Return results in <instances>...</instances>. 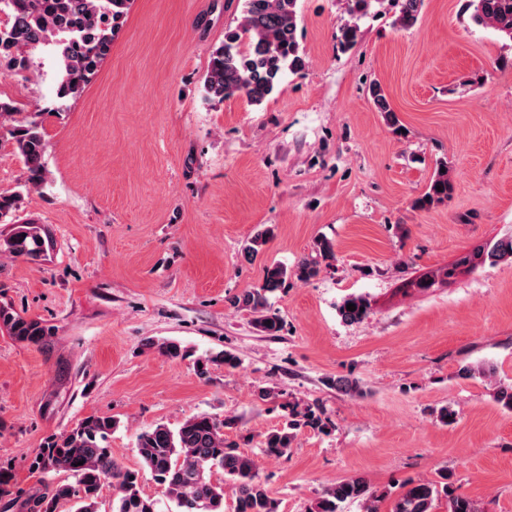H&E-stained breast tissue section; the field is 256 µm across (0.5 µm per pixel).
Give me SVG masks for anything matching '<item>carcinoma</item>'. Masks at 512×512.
Here are the masks:
<instances>
[{"mask_svg":"<svg viewBox=\"0 0 512 512\" xmlns=\"http://www.w3.org/2000/svg\"><path fill=\"white\" fill-rule=\"evenodd\" d=\"M132 0H0V14L7 23L0 28V63L20 72L34 68L32 54L47 49L55 64L54 95L58 107L77 99L85 86L97 75L112 51V42L123 26ZM424 0H392L396 6L393 25L399 29L414 26ZM297 0H244L238 26L224 35L215 47L203 81L206 100L222 103L244 96L253 104L262 103L279 86L287 71L304 67L305 61L296 38ZM347 13L358 18L384 0H346ZM470 19L477 25L493 29L501 38L512 42V0H467ZM373 103L384 113L387 123L398 124L380 84L371 87ZM18 106L0 99V146L8 145L21 157L25 169V190L42 185L47 178L45 155L48 142L41 113L33 112L23 120L15 118ZM453 184L449 173L436 171L427 191L414 202L418 208L439 204L448 198ZM21 191L0 193V218L19 210ZM6 250L15 258L35 260L52 246L49 233L39 224L25 222L14 226L5 241ZM494 264L512 259V239L500 240L483 248ZM320 260L304 259L292 275L308 279L318 272L319 261L335 259L333 245L318 244ZM288 268L273 265L266 269L261 286L247 290L233 299L235 307L256 315L255 327L274 336L281 330V320L264 313L267 294L288 280ZM356 309L347 310L348 304ZM370 302L364 295H350L339 308L347 323L364 319ZM17 341L40 344L51 329L37 320H28L0 305V330ZM211 364L234 368L239 364L229 351L218 352L197 362L204 375ZM286 425L267 434L264 452L283 456L292 447L298 431L308 428L324 431L329 419L318 406L299 407L288 404ZM234 420H219L207 413L185 419L177 428L164 424L137 436L136 448L155 481L163 487L166 502L145 495L139 472L126 469L112 456L105 441L116 426L110 416L90 415L76 427L61 435L44 439L31 459L29 470L39 475L42 488L27 494L18 491L3 500L10 477L0 468V512H57L62 501L74 502V512H98L102 483L112 485V512H225L224 486L232 492L230 512H279V502L272 498L262 480L255 460L224 438V429ZM66 473L72 483L54 481ZM220 472L224 480L215 482L212 474ZM448 501V512H481L478 504L455 493L449 485L438 482H410L392 500L390 512H435L440 495ZM376 494L361 477L338 481L328 486L309 512H340L341 504L358 502L364 512H378Z\"/></svg>","mask_w":512,"mask_h":512,"instance_id":"1","label":"carcinoma"}]
</instances>
